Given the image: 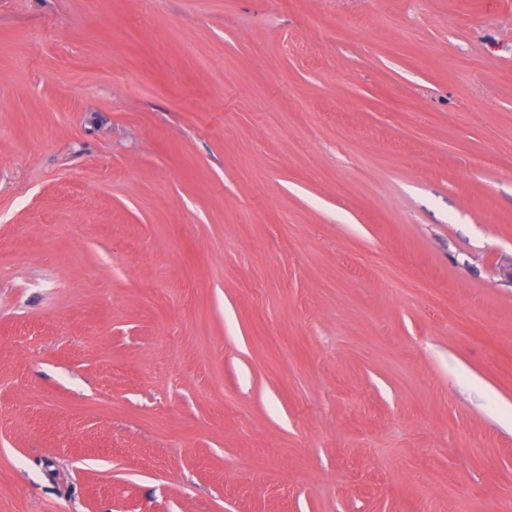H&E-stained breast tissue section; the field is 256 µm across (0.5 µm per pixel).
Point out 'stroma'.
<instances>
[{"label": "stroma", "instance_id": "35a3bbf8", "mask_svg": "<svg viewBox=\"0 0 512 512\" xmlns=\"http://www.w3.org/2000/svg\"><path fill=\"white\" fill-rule=\"evenodd\" d=\"M510 256L512 0H0V512H512Z\"/></svg>", "mask_w": 512, "mask_h": 512}]
</instances>
